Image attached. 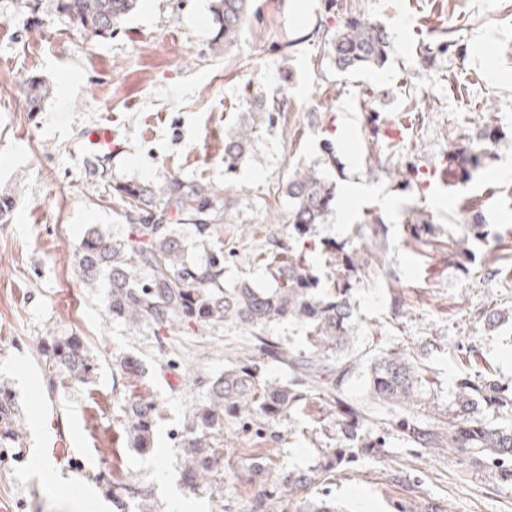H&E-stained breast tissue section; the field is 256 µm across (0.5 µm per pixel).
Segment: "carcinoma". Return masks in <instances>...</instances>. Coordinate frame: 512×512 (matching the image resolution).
<instances>
[{"label": "carcinoma", "mask_w": 512, "mask_h": 512, "mask_svg": "<svg viewBox=\"0 0 512 512\" xmlns=\"http://www.w3.org/2000/svg\"><path fill=\"white\" fill-rule=\"evenodd\" d=\"M83 31L96 36L112 33L136 7V0H59ZM253 0H214L212 38L215 53L233 45L252 10ZM336 67L340 70L381 68L387 61L389 33L381 25L363 17H351L328 39ZM24 98L29 110H39L50 95L41 80L25 83ZM252 132L244 129L224 138V167L233 170L244 158ZM224 185L186 182L178 176L159 185H115L114 195L126 207V231L111 236L88 229L77 249V264L84 285L107 288L106 313L111 321L128 325L148 323L163 336L177 329L194 331L215 327L226 320L243 325L253 338V346L240 363L207 383L205 396L188 415L184 426L183 470L186 482L195 489H210L217 481V462L223 457L224 420L258 421L269 436L283 418L300 409L308 393L317 390L328 397L336 414L339 446L323 451L318 463L303 471L278 473L264 451L254 449L244 481L254 487L250 512H288L282 503L296 502L295 512H343L335 502L309 498L307 491L324 482L331 473L364 454L382 459L383 440L363 434L373 419L371 405L387 404L404 409L398 426L411 442L423 448H452L459 455L487 465L501 483H512V419L490 420L482 411L512 410V381L503 382L493 368L485 366L457 380L454 402L446 421L430 424L418 410L441 414L435 405H425L423 396L433 384L431 371L421 356L410 348L382 352L370 365L368 389L371 403L351 402L335 393L346 372L342 354L352 334V311L347 298L348 273L361 256L336 252V277L325 291L318 292L308 253L312 228L323 223L336 192L316 169L293 171L286 183L290 201L288 239L269 258L274 288H258L241 281L224 286V248L209 247L219 235L212 223L216 207L224 206ZM161 200L174 212L165 219L145 210ZM188 216L198 244L206 247L200 257L189 253L177 221ZM512 319V307L492 308L484 315V325L493 329ZM293 319L307 329L308 352L295 353L272 338L262 335L270 323ZM43 370L51 386L64 378L91 383L98 371L77 336H54L39 347ZM281 360L294 372L287 383L266 382L257 376L253 357ZM120 375L134 378L142 368L133 356L116 359ZM123 427L130 446L146 452L154 446L158 407L148 396L123 395ZM23 427L17 396L0 385V448L23 447ZM112 499L123 506L131 497L148 498V490L132 479L107 482Z\"/></svg>", "instance_id": "1"}]
</instances>
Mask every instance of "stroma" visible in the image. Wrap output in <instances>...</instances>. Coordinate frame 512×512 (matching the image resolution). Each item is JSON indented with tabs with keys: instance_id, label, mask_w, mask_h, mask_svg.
Masks as SVG:
<instances>
[{
	"instance_id": "obj_1",
	"label": "stroma",
	"mask_w": 512,
	"mask_h": 512,
	"mask_svg": "<svg viewBox=\"0 0 512 512\" xmlns=\"http://www.w3.org/2000/svg\"><path fill=\"white\" fill-rule=\"evenodd\" d=\"M212 3L139 0L112 35L98 37L58 0H0V194L14 200L0 223V384L16 393L26 432L24 448L0 460V497L12 512H96L73 504L88 486L110 504L103 471L148 487L151 512H172L176 499L184 512H249L235 477L251 449H270L277 470L294 471L336 445L315 397L282 421L276 441L225 424L219 491L184 484L187 416L251 337L232 321L159 339L149 326L108 320L105 291L85 287L76 252L89 228L124 233L117 184L176 175L223 184L224 284L270 288L262 257L287 240L289 173L314 165L333 184L357 182L364 192L350 222L332 213L313 230L317 244L365 258L351 277L356 328L343 394L365 399L364 374L380 351L422 340L440 408L466 372L458 353L468 343L512 380V322L488 331L480 320L489 307L512 305L495 251L512 236V0H256L238 42L219 54ZM352 16L386 27L383 67L337 70L326 35ZM33 76L52 91L38 112L22 94ZM264 99L279 102V116L258 125L250 152L225 172V135ZM95 122L111 124L125 145L113 161L84 160L76 148ZM490 131L494 141L471 163ZM451 150L458 163L446 187L406 183V172L425 173ZM64 335L81 337L97 360L94 383L48 389L38 348ZM126 355L142 362L143 377L113 376ZM124 394L158 405L150 451L129 445ZM369 432L385 442L383 462L356 457L312 496L343 512H397L424 500L439 512H512L511 484L448 449L408 441L391 406H376ZM38 453L50 475L35 472Z\"/></svg>"
}]
</instances>
